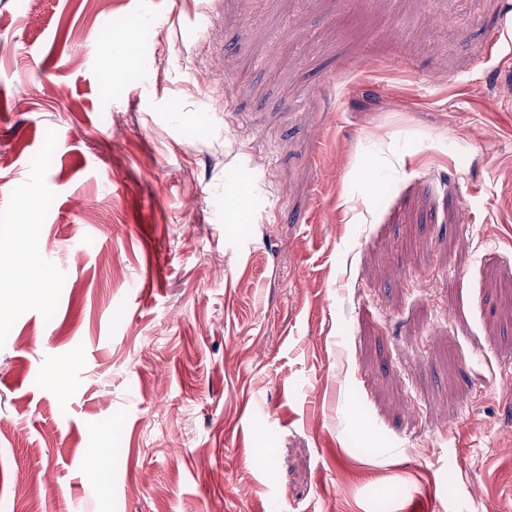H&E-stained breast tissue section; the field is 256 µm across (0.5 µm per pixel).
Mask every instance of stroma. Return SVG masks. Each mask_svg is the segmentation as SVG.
Instances as JSON below:
<instances>
[{
    "instance_id": "stroma-1",
    "label": "stroma",
    "mask_w": 512,
    "mask_h": 512,
    "mask_svg": "<svg viewBox=\"0 0 512 512\" xmlns=\"http://www.w3.org/2000/svg\"><path fill=\"white\" fill-rule=\"evenodd\" d=\"M0 88V512H512V0H0ZM39 261L40 267H43V262L38 260L36 256L21 246V250L18 253L16 264L17 271V281L20 284L17 289L16 298L19 300H24L28 297V293L31 291L30 286L36 285L39 281L42 280V273L40 271L35 274L36 266Z\"/></svg>"
}]
</instances>
